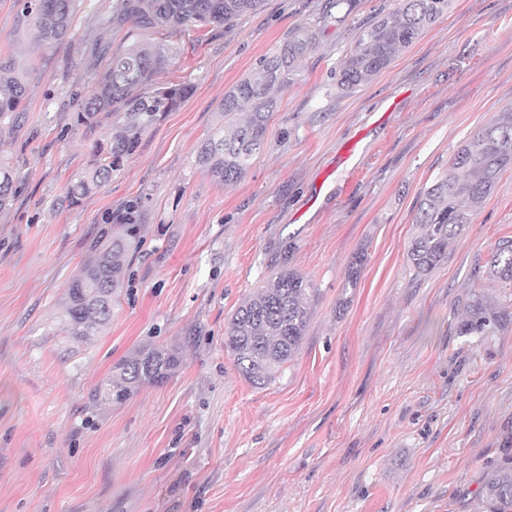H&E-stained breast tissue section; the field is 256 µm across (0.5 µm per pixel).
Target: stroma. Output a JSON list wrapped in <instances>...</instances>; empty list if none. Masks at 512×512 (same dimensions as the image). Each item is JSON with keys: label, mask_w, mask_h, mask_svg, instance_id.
<instances>
[{"label": "stroma", "mask_w": 512, "mask_h": 512, "mask_svg": "<svg viewBox=\"0 0 512 512\" xmlns=\"http://www.w3.org/2000/svg\"><path fill=\"white\" fill-rule=\"evenodd\" d=\"M112 2L76 0L69 36L44 47L18 0H0V55L30 83L21 123L0 132L18 179L0 209V512H478L488 467L512 449V283L485 268L512 236V171L446 262L419 275L407 251L421 194L512 106V0H452L351 91L340 65L394 0H262L229 30L148 32L110 25ZM302 23L316 47L277 93L262 152L216 182L196 152L224 123L225 92ZM141 39L176 48L161 79L191 91L109 182L59 208L111 137L106 122L76 127L73 94ZM132 200L140 233L112 319L73 340L66 289ZM284 263L312 283V317L294 360L256 386L225 325ZM152 346L180 351L169 378L91 403Z\"/></svg>", "instance_id": "stroma-1"}]
</instances>
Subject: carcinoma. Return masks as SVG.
<instances>
[{"mask_svg":"<svg viewBox=\"0 0 512 512\" xmlns=\"http://www.w3.org/2000/svg\"><path fill=\"white\" fill-rule=\"evenodd\" d=\"M261 0H116L110 23L148 30L157 25L188 28L222 25L230 28L257 9ZM451 0H395L391 14L374 22L357 38L341 67V86L352 89L385 69L395 53L412 46L424 31L448 13ZM75 0H22L21 16L32 20L35 43L64 41L72 29ZM312 26L299 25L293 35L261 57L254 72L232 87L220 104L224 117L235 122L202 144L197 162L224 185L237 182L263 149L276 100L274 92L288 85L294 64L315 47ZM177 51L164 44L137 41L112 54L106 72L80 97L75 124L91 131L104 119H114L109 145L96 147L90 168L69 181L65 200L74 202L101 187L120 170L142 134L162 112L179 108L187 97L185 84L159 83V74L173 64ZM29 95L24 72L9 56H0V130L11 129ZM512 168V107L480 127L451 158L422 194L414 223L421 232L410 243L408 260L418 274H427L448 260V248L473 223L476 209L493 192L503 172ZM12 167L0 159V208L14 197ZM141 220V203L132 201L108 224H120L125 234L104 227L93 241V257L70 282L63 317L77 340L95 335L112 319V298L121 286L129 252ZM364 255L354 257L342 283L357 286ZM487 273L512 282V238L500 239L486 262ZM310 282L297 270L280 268L230 316L225 347L245 380L270 382L299 352L311 318ZM173 349L138 351L114 367L98 386L95 401H121L146 385L162 382L180 366ZM480 512H512V456L486 473L478 493Z\"/></svg>","mask_w":512,"mask_h":512,"instance_id":"obj_1","label":"carcinoma"}]
</instances>
